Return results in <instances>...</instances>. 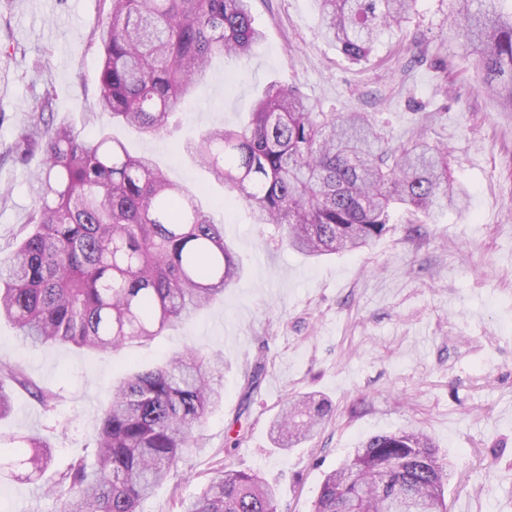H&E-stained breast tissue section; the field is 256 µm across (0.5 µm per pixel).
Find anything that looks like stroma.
I'll use <instances>...</instances> for the list:
<instances>
[{
    "label": "stroma",
    "instance_id": "35a3bbf8",
    "mask_svg": "<svg viewBox=\"0 0 512 512\" xmlns=\"http://www.w3.org/2000/svg\"><path fill=\"white\" fill-rule=\"evenodd\" d=\"M101 0H0V250L33 200L41 154L12 146L45 85L56 121L93 136L107 129L134 155L152 156L172 181L201 191L242 265L223 298L153 340L112 354L30 348L0 322V363L21 365L59 398L21 388L0 432L35 435L52 469L85 455L113 384L192 346L224 357V404L201 426L206 448L186 457L142 512H179L227 465L257 470L277 489L278 512H312L325 475L369 436L425 431L450 461L448 512H512V112L479 87L474 55L450 30L455 0H416L402 33L367 62L351 63L318 34L313 0H253L264 41L251 57L216 56L181 125L143 137L95 117ZM298 87L326 112L372 113L388 136L423 135L448 151L466 211L430 218L404 210L369 250L316 260L288 249L277 227L253 223L235 193L210 183L181 149L205 130L242 126L264 87ZM315 393L335 408L295 448L269 427L292 398ZM9 512H54L39 485L0 483Z\"/></svg>",
    "mask_w": 512,
    "mask_h": 512
}]
</instances>
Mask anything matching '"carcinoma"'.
Wrapping results in <instances>:
<instances>
[{
    "instance_id": "cac0c4a2",
    "label": "carcinoma",
    "mask_w": 512,
    "mask_h": 512,
    "mask_svg": "<svg viewBox=\"0 0 512 512\" xmlns=\"http://www.w3.org/2000/svg\"><path fill=\"white\" fill-rule=\"evenodd\" d=\"M101 118L145 137L168 131L184 101L208 77L212 55H251L264 38L252 0H102ZM321 33L351 62L369 59L402 29L415 0H315ZM456 35L472 49L482 89L512 112V0H457ZM54 89L42 96L13 150L38 152L34 204L24 236L0 255V320L34 347L49 343L114 353L154 339L224 295L241 267L221 227L186 186L146 155L100 132L84 135L53 119ZM211 179L238 192L256 224L286 230L288 246L312 258L357 253L390 231L396 209L430 217L466 191L448 157L425 139L391 145L366 112H317L292 85L274 81L240 129L212 128L185 145ZM224 358L188 348L139 368L112 388L90 454L57 473L55 512H141L190 451L199 428L223 404ZM45 404L17 366L0 365V418L7 389ZM332 412L307 396L283 409L271 437L287 450ZM51 464L36 436H0V481L40 479ZM447 465L422 432L376 434L326 475L314 512H448ZM182 512H277L273 485L246 470L215 469Z\"/></svg>"
}]
</instances>
